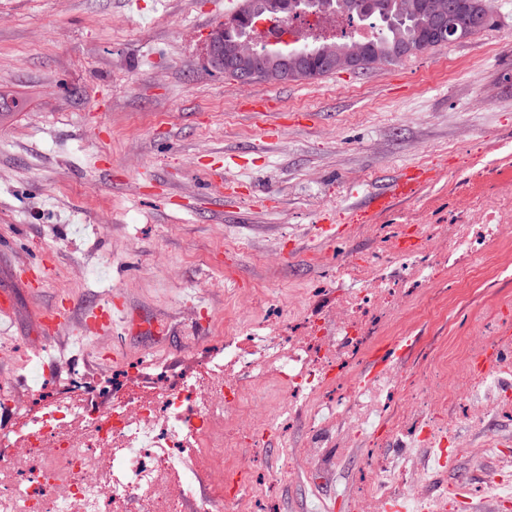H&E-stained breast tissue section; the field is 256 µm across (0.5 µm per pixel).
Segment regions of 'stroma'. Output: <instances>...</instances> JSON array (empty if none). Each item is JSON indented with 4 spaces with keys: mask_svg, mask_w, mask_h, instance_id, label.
Masks as SVG:
<instances>
[{
    "mask_svg": "<svg viewBox=\"0 0 512 512\" xmlns=\"http://www.w3.org/2000/svg\"><path fill=\"white\" fill-rule=\"evenodd\" d=\"M240 0H0V382L16 412L0 433L18 439L23 412L42 398L86 389L99 411L121 396L174 383L221 356L224 326L253 296L259 322L303 335L341 289L336 260L377 251L399 224L423 214L455 221L459 196L483 193L478 169L496 163L512 184V0H495L470 38L364 72L244 84L213 68L211 33ZM271 98L272 111L244 100ZM409 166L436 180L375 217L378 235L351 231V208ZM224 190H206L212 170ZM343 239L319 249L316 228ZM321 251L324 262L310 263ZM51 255L44 285L16 276ZM432 314L403 361L421 371L434 351L467 339L487 296L512 301V269L493 288L454 297L447 283L412 289ZM69 297L73 321L40 332L37 312ZM103 310L104 334L82 337L85 313ZM511 446L484 451L486 431ZM453 467L428 479L445 512H512V496L463 502L460 483L488 469L512 473V423L460 424ZM306 422L288 445L237 448L261 488L250 512H353L372 466L356 448L314 455Z\"/></svg>",
    "mask_w": 512,
    "mask_h": 512,
    "instance_id": "1",
    "label": "stroma"
}]
</instances>
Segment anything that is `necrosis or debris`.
<instances>
[{
    "label": "necrosis or debris",
    "instance_id": "necrosis-or-debris-1",
    "mask_svg": "<svg viewBox=\"0 0 512 512\" xmlns=\"http://www.w3.org/2000/svg\"><path fill=\"white\" fill-rule=\"evenodd\" d=\"M461 210L462 223L421 225L429 245L399 236L385 258L336 262L332 276L345 289L305 335H275L244 317L225 327L224 358L205 373L133 402L117 399L107 415L93 413L88 395L55 397L24 434L22 455L0 474V512H243L256 490L252 471L225 472L223 491L199 495L196 451L262 447L289 416L307 421L319 448L330 447L337 423L349 443L366 440L375 464L358 512H385L393 500L405 512H437V498L424 497L414 476L412 449L447 460L457 426L448 406L482 390H496L495 409L512 413L504 382L512 377V323L499 316V299L483 305L478 336L428 375L387 367L365 378L356 364L384 320L397 323L395 348L413 347L404 324L419 314L414 284L444 278L465 288L487 268H512V190L505 203L467 199ZM390 447L402 449L399 462L384 456ZM165 477L170 489L161 494Z\"/></svg>",
    "mask_w": 512,
    "mask_h": 512
}]
</instances>
